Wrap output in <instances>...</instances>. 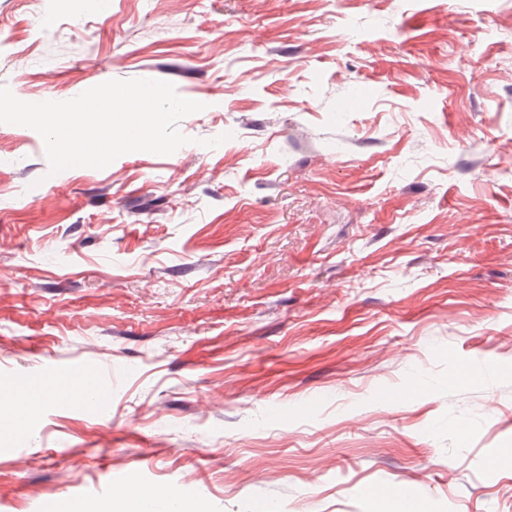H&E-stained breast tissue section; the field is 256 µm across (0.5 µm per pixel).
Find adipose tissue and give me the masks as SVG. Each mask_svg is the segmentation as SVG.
Returning <instances> with one entry per match:
<instances>
[{"mask_svg":"<svg viewBox=\"0 0 512 512\" xmlns=\"http://www.w3.org/2000/svg\"><path fill=\"white\" fill-rule=\"evenodd\" d=\"M91 390L90 378L59 376L44 380L39 388L13 386L0 396V429L17 435L24 434L27 420L36 416L44 402L53 397L58 386Z\"/></svg>","mask_w":512,"mask_h":512,"instance_id":"1","label":"adipose tissue"}]
</instances>
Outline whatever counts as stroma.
<instances>
[{
	"mask_svg": "<svg viewBox=\"0 0 512 512\" xmlns=\"http://www.w3.org/2000/svg\"><path fill=\"white\" fill-rule=\"evenodd\" d=\"M78 2L0 0V86L204 109L55 175L0 124V387L90 363L112 394L0 434V512H512V0ZM366 499L372 512H427L424 505L399 491L388 492L382 488H372ZM168 498L171 510L178 512H193L192 505H186L182 502L177 494L160 493L154 494L150 492H137L134 496L128 498L113 499L112 504L108 507H102L97 503H79L71 506L65 512H155L157 499Z\"/></svg>",
	"mask_w": 512,
	"mask_h": 512,
	"instance_id": "obj_1",
	"label": "stroma"
}]
</instances>
